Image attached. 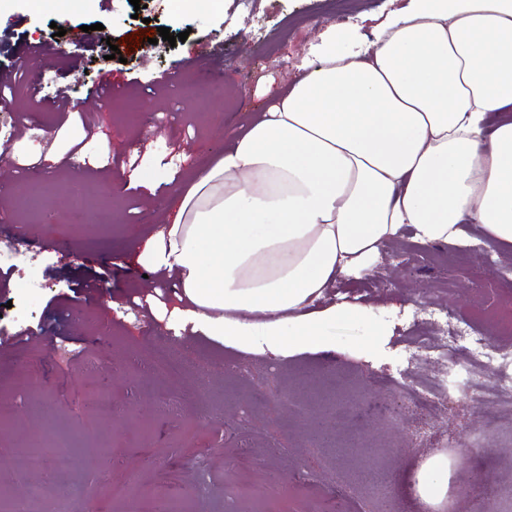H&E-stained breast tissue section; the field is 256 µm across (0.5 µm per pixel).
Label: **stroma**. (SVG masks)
Listing matches in <instances>:
<instances>
[{
  "label": "stroma",
  "mask_w": 512,
  "mask_h": 512,
  "mask_svg": "<svg viewBox=\"0 0 512 512\" xmlns=\"http://www.w3.org/2000/svg\"><path fill=\"white\" fill-rule=\"evenodd\" d=\"M7 0L0 7V75L25 80L1 96L15 114H0V208L11 235L23 237L16 266H0V336L42 328L43 338L0 355V493L41 490L39 512H152L178 502L182 512H323L335 501L351 512H419L408 482L428 459L448 458V512H480L469 495L481 474L500 502H512V404L485 421L473 398L494 392L495 368L471 380L466 345L451 357L420 355L444 342L441 329L411 324L410 308L449 304V319L481 327L488 310L512 303L501 270L512 245L468 227L457 254L411 236L388 244L362 277H342L320 300L371 309L372 319L337 326L331 357L302 353L256 357L201 335L171 344L148 295L173 306L177 282L144 278L137 257L168 222L171 186L213 159L218 129L260 112L290 83L309 45L338 13L350 34L342 50L358 51L375 25L409 0H209L175 10L169 0ZM70 53L47 54L55 27ZM187 32L186 41L132 46L125 60L111 46L144 29ZM119 83L100 100L102 77ZM206 83L207 98L178 93ZM66 89L71 109L53 105ZM136 109V120L123 111ZM163 113L161 122L143 113ZM88 114L91 132L76 122ZM80 143L83 170L69 148ZM42 158L40 200L29 209L15 186L24 175L10 156ZM113 196L76 205L77 177ZM111 203L109 227L94 222ZM389 328L386 357L367 363L375 322ZM173 371L155 372L162 361ZM237 371L227 375L226 364ZM430 380L451 394L449 407L416 406L414 386ZM112 398L100 419L94 402ZM67 446L76 465L28 476L12 450L30 441Z\"/></svg>",
  "instance_id": "35a3bbf8"
}]
</instances>
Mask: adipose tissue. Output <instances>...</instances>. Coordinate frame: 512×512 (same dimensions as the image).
Listing matches in <instances>:
<instances>
[{
	"label": "adipose tissue",
	"instance_id": "adipose-tissue-1",
	"mask_svg": "<svg viewBox=\"0 0 512 512\" xmlns=\"http://www.w3.org/2000/svg\"><path fill=\"white\" fill-rule=\"evenodd\" d=\"M512 0H413L374 48L328 44L184 188L138 256L178 282L167 314L252 355L336 348L329 328L367 319L316 308L340 276L372 270L382 248L462 241L469 224L512 243ZM420 501L448 492V460L414 474Z\"/></svg>",
	"mask_w": 512,
	"mask_h": 512
}]
</instances>
